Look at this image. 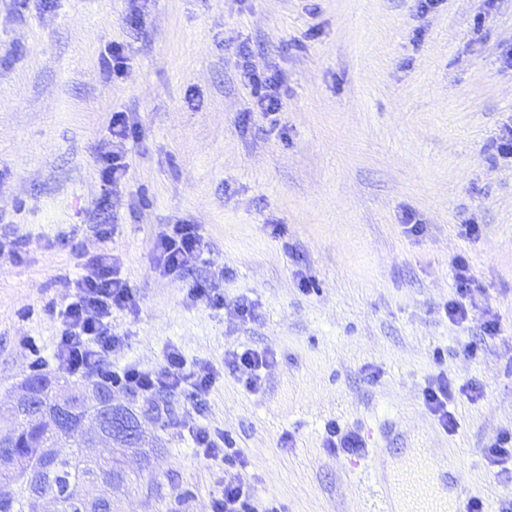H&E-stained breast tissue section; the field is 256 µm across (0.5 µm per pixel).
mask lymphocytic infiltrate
Masks as SVG:
<instances>
[{"instance_id": "f902f5d3", "label": "lymphocytic infiltrate", "mask_w": 512, "mask_h": 512, "mask_svg": "<svg viewBox=\"0 0 512 512\" xmlns=\"http://www.w3.org/2000/svg\"><path fill=\"white\" fill-rule=\"evenodd\" d=\"M110 134L113 149L98 156L103 180L109 186L120 181L127 171L118 149L120 143L136 134L127 113H113ZM204 248L197 225L175 224L158 241L156 256L165 273L175 274L198 262ZM130 301L131 289L115 267L111 254L90 257L75 297L61 313L63 329L56 345L55 361L71 373H94L111 385L145 394L181 388L185 361L177 352L169 354L167 365L160 372L134 366L119 372L112 370L109 359L122 343L112 330V311L127 306Z\"/></svg>"}]
</instances>
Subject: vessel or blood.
Here are the masks:
<instances>
[{
    "label": "vessel or blood",
    "mask_w": 512,
    "mask_h": 512,
    "mask_svg": "<svg viewBox=\"0 0 512 512\" xmlns=\"http://www.w3.org/2000/svg\"><path fill=\"white\" fill-rule=\"evenodd\" d=\"M441 469L438 459L427 456L403 461L389 473H375L378 499L374 512H401L406 502L412 503L411 512H465L463 500L451 505L435 493L432 482Z\"/></svg>",
    "instance_id": "1"
}]
</instances>
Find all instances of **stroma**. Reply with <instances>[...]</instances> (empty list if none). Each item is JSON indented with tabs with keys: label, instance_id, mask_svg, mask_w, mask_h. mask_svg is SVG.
Here are the masks:
<instances>
[{
	"label": "stroma",
	"instance_id": "35a3bbf8",
	"mask_svg": "<svg viewBox=\"0 0 512 512\" xmlns=\"http://www.w3.org/2000/svg\"><path fill=\"white\" fill-rule=\"evenodd\" d=\"M116 43L120 79L103 71ZM511 52L512 0H0V427L34 368L91 382L53 353L86 260L107 252L133 295L112 312L113 368L160 371L176 350L214 377L198 405L114 389L150 450L112 488L119 512H211L227 474L193 425L235 439L259 506L366 512L375 470L424 448L447 461L445 493L500 512L512 475L487 449L512 432ZM250 72L280 79L275 119L253 111ZM117 111L137 135L108 210L97 156ZM186 220L208 249L164 274L156 243ZM459 260L477 283L461 322ZM198 281L223 308L191 296ZM246 348L273 358L252 388L226 366ZM442 373L473 389L452 433L423 401ZM333 427L362 454L328 448Z\"/></svg>",
	"mask_w": 512,
	"mask_h": 512
}]
</instances>
